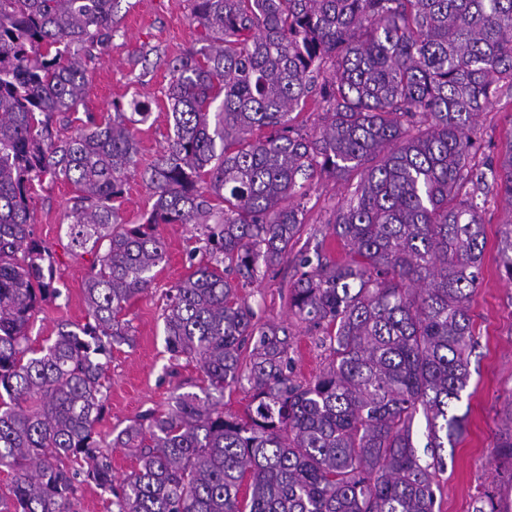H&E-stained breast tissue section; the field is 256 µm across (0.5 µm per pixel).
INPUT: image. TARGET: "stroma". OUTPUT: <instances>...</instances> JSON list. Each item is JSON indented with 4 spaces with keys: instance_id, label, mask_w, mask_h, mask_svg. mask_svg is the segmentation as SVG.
I'll return each instance as SVG.
<instances>
[{
    "instance_id": "stroma-1",
    "label": "stroma",
    "mask_w": 512,
    "mask_h": 512,
    "mask_svg": "<svg viewBox=\"0 0 512 512\" xmlns=\"http://www.w3.org/2000/svg\"><path fill=\"white\" fill-rule=\"evenodd\" d=\"M191 0H118L114 8V36L104 53L87 65L91 80L84 112L100 117L113 103L138 98L151 103L148 119L138 124L136 165L128 174L119 201L123 223H143L154 203V189L147 168L161 155L173 132L164 90L176 59L202 47L204 31L191 18ZM512 126V91L480 115L475 134L483 151L497 155ZM343 183L315 179L307 204L302 241L323 244L333 257L342 258L345 248L336 240L330 222L343 204ZM77 188L70 182L44 181L31 193L30 222L37 239L49 247L60 278L57 298L42 305L31 320L28 336L33 347L51 343L62 322L86 321L83 284L95 259L93 252L70 247L67 224ZM486 246L482 284L471 306L474 333L479 341L470 358L468 395L458 405L465 429L455 447L444 452L446 466L433 486L434 512H472V502L490 487L500 471L496 446L504 417L512 406V282L502 278L496 260L499 230L506 218L504 205L489 194L482 213ZM166 258L149 290L132 299L122 319L132 345L114 348L106 368V408L97 430L103 442H111L126 425L149 412L169 409L178 395L198 392L202 373L199 364L186 357L175 358L166 349L163 309L166 293L203 261L204 251L191 226L162 224L156 229ZM296 279L292 264L268 271L258 282L239 289L250 305L254 320L264 326L287 329L291 344L292 377L301 384L326 370L333 352L322 329L292 317L288 295Z\"/></svg>"
}]
</instances>
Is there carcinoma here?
Returning a JSON list of instances; mask_svg holds the SVG:
<instances>
[{"mask_svg":"<svg viewBox=\"0 0 512 512\" xmlns=\"http://www.w3.org/2000/svg\"><path fill=\"white\" fill-rule=\"evenodd\" d=\"M115 2L0 0V468L13 473L0 512H69L81 474L112 495V512H433L445 445L463 432L486 245L477 199L492 188L507 211L498 266L512 281V130L481 162L474 137L512 91V0H193L208 45L172 67L173 136L150 167L141 224L115 206L138 153L124 105L68 140L52 135L54 118L85 103L77 54L112 39ZM312 96L324 120L309 133L291 114ZM355 174L332 224L346 256L295 249L312 181ZM48 175L81 192L71 247L96 261L88 321L59 324L35 349L30 320L59 294L30 224ZM159 224L193 225L209 254L163 313L166 349L200 364L201 394L104 450L106 361L133 342L120 315L164 261ZM288 261L292 314L334 353L306 385L290 376L288 339L238 295ZM244 379L250 404L224 414V391ZM505 420L497 448L512 483V408ZM114 448L137 462L118 486ZM473 512L509 508L493 488Z\"/></svg>","mask_w":512,"mask_h":512,"instance_id":"1","label":"carcinoma"}]
</instances>
